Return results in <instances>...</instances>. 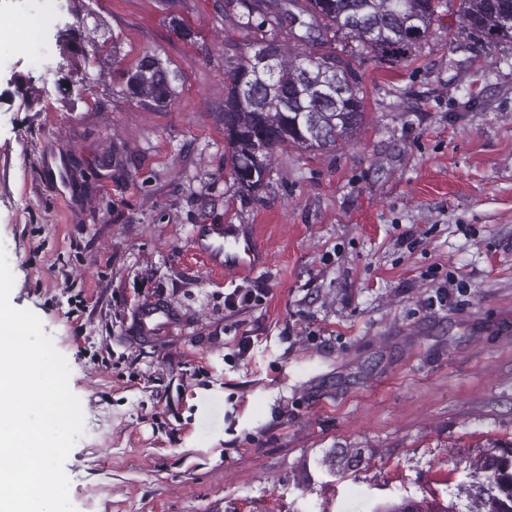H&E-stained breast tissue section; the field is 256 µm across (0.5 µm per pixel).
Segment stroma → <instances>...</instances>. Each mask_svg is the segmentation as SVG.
<instances>
[{
  "instance_id": "1",
  "label": "stroma",
  "mask_w": 512,
  "mask_h": 512,
  "mask_svg": "<svg viewBox=\"0 0 512 512\" xmlns=\"http://www.w3.org/2000/svg\"><path fill=\"white\" fill-rule=\"evenodd\" d=\"M84 2L125 65L153 52L181 80L166 112L100 81L71 94L72 0H0L47 51L39 68L0 47V247L12 306L40 318L81 403L75 512L449 503L480 446L512 444V44L460 34L459 0L393 63L339 38L360 129L277 148L247 194L225 155L224 55L245 34L224 0ZM199 224L226 225L229 251L248 239L260 269L207 264ZM150 303L174 328L141 334Z\"/></svg>"
}]
</instances>
